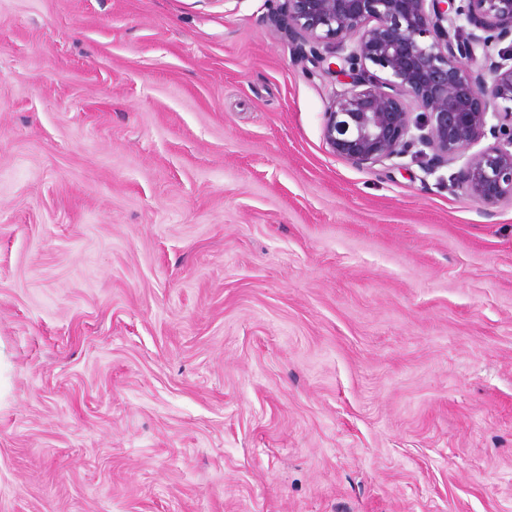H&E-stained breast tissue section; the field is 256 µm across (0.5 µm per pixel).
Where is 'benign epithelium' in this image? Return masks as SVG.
Returning a JSON list of instances; mask_svg holds the SVG:
<instances>
[{
    "label": "benign epithelium",
    "mask_w": 512,
    "mask_h": 512,
    "mask_svg": "<svg viewBox=\"0 0 512 512\" xmlns=\"http://www.w3.org/2000/svg\"><path fill=\"white\" fill-rule=\"evenodd\" d=\"M280 11L316 72L344 77L323 121L336 157L367 168L408 157L429 175L456 164L467 197L512 199V45L491 53L512 38V0H284Z\"/></svg>",
    "instance_id": "7a95c632"
}]
</instances>
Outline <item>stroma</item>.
<instances>
[{
  "label": "stroma",
  "mask_w": 512,
  "mask_h": 512,
  "mask_svg": "<svg viewBox=\"0 0 512 512\" xmlns=\"http://www.w3.org/2000/svg\"><path fill=\"white\" fill-rule=\"evenodd\" d=\"M277 0H0V512H512V201L323 140Z\"/></svg>",
  "instance_id": "stroma-1"
}]
</instances>
